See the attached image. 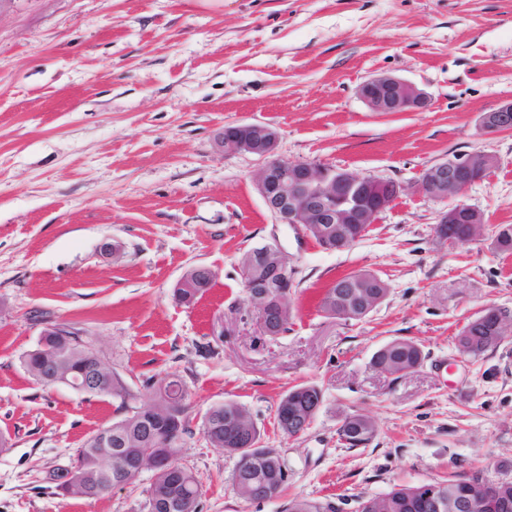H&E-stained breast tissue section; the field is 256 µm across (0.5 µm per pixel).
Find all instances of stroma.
Here are the masks:
<instances>
[{
	"label": "stroma",
	"mask_w": 512,
	"mask_h": 512,
	"mask_svg": "<svg viewBox=\"0 0 512 512\" xmlns=\"http://www.w3.org/2000/svg\"><path fill=\"white\" fill-rule=\"evenodd\" d=\"M392 74L426 91L425 112L376 113L359 86ZM512 101V0H0V512H143L152 471L101 497L59 495L54 475L116 417L117 401L36 383L20 363L42 331L80 329L103 362L154 401L180 377L191 415L246 407L288 472L281 496L243 501L235 457L201 430L180 461L202 512H282L289 498L361 496L482 469L512 477V335L482 357L456 336L486 307L512 313V253L437 239L440 203L422 173L481 151L494 166L464 193L490 226L512 224V132L482 130ZM230 122L280 135L277 156L406 187L347 249L331 251L266 210L250 154L224 155ZM278 238L294 257L288 332L263 334L239 259ZM118 252L103 257V242ZM213 288L187 307L173 289L193 266ZM376 273L389 293L361 322L316 308L334 279ZM407 337L425 353L391 378L370 366ZM312 383L323 405L302 435L275 410ZM360 413L364 448L337 430ZM375 434L376 429L371 419L360 414L346 415L338 429V435L350 449L366 447Z\"/></svg>",
	"instance_id": "stroma-1"
}]
</instances>
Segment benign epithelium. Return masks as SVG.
I'll use <instances>...</instances> for the list:
<instances>
[{
  "label": "benign epithelium",
  "instance_id": "1",
  "mask_svg": "<svg viewBox=\"0 0 512 512\" xmlns=\"http://www.w3.org/2000/svg\"><path fill=\"white\" fill-rule=\"evenodd\" d=\"M358 95L371 112H425L431 106L430 96L415 84L398 76L381 74L374 76L358 89ZM496 131L512 129V102L496 109ZM243 133L229 135L223 130L218 135V145L224 155L249 153L264 161L255 175V186L268 212L278 224H287L305 237L312 236L315 226L341 224L336 236V247L345 249L353 243L344 225L372 224L389 209L406 191V187L393 179L360 177L343 168H332L317 163H286L275 157L278 133L262 123L242 124ZM476 153L455 155L438 162L423 173L420 190H429L427 197L445 203L439 223L456 224L459 211L465 210L469 223H485L484 214L460 200L470 183L460 174L475 168ZM262 261L276 268L280 275L278 290H258L245 283L246 297L256 314L263 333L272 330V324L282 323L274 305L290 297L286 284L294 282L295 267L291 256L278 241L265 244L260 253ZM167 462L157 457L154 449L132 462V468L140 473L146 469L163 468ZM512 486V481L484 482L477 486L476 496L501 494Z\"/></svg>",
  "mask_w": 512,
  "mask_h": 512
}]
</instances>
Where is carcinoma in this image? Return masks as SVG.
Here are the masks:
<instances>
[{"label": "carcinoma", "instance_id": "1", "mask_svg": "<svg viewBox=\"0 0 512 512\" xmlns=\"http://www.w3.org/2000/svg\"><path fill=\"white\" fill-rule=\"evenodd\" d=\"M466 224H438L435 233L462 240L466 237ZM493 247L500 252H512V225L500 224L488 236ZM260 253L255 247L241 257L242 270L250 280L259 286L276 282V277L261 267H250L251 253ZM359 277L365 284H373L372 307H377L389 292L388 284L378 275L369 271L351 272L336 278L325 288L318 300V308L332 317L341 316L346 321H361L368 316L362 310L346 311L352 289L349 282ZM215 273L192 267L183 276L185 287L174 289V299L190 307L196 304L212 288ZM501 309L489 307L469 320L459 331L458 345L463 352L476 358L495 350L503 341L498 327ZM99 358L98 351L82 336H57L50 334L40 338L37 347L21 356L25 370L44 387L65 384L68 377L84 373L86 366ZM424 353L418 343L410 338H395L382 345L372 356L371 367L384 375H398L418 367ZM52 362L60 363L65 375L56 381L40 377ZM156 399L148 406H133L135 395L117 374L109 371L102 382L90 390L96 397H111L119 401L117 412L121 417L98 429L82 444L75 466L62 475L56 476L57 488L83 498H97L112 489L116 483L126 485L136 474L126 469L130 455L142 448H154L159 453L174 452L180 455L184 436L191 433L190 419L185 400V383L177 377H165L152 384ZM323 401L321 389L314 384H300L290 388L279 399L277 417L279 430L290 434L284 415L295 408ZM231 417H241L251 422V447L243 449L240 439L229 432L227 422ZM203 434L210 438L215 447L237 458L232 484L237 487L244 482L260 480L270 487V497L280 494L288 482V474L275 458L269 457L268 449L262 444V433L252 423L248 410L240 403L228 400L208 409L201 419ZM376 429L370 418L360 414L344 417L338 435L350 449L366 447L375 437ZM483 479L479 471L456 474L443 481H431L415 486H394L381 496L362 498L358 501L357 512H434L432 498L428 497L426 486L435 489V495L442 499L453 497L468 500L474 485ZM175 497L177 512H202L203 491L194 473L174 461L170 473H156L147 490L144 502L146 512H167L165 497ZM286 512H341L340 505L331 500L318 501L294 497L288 501Z\"/></svg>", "mask_w": 512, "mask_h": 512}]
</instances>
